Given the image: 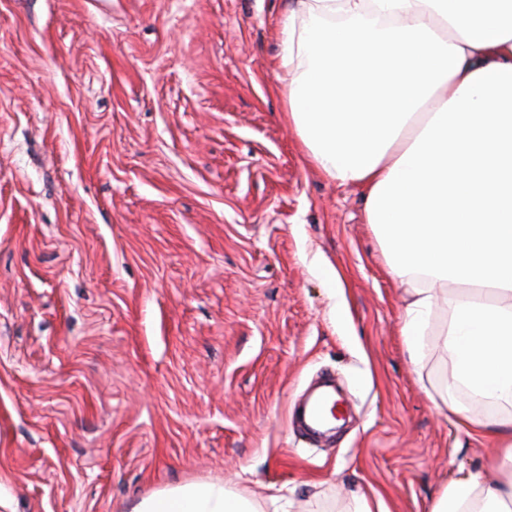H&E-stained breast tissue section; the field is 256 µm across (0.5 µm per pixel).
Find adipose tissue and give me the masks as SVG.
Returning a JSON list of instances; mask_svg holds the SVG:
<instances>
[{
	"label": "adipose tissue",
	"mask_w": 512,
	"mask_h": 512,
	"mask_svg": "<svg viewBox=\"0 0 512 512\" xmlns=\"http://www.w3.org/2000/svg\"><path fill=\"white\" fill-rule=\"evenodd\" d=\"M279 39L288 125L325 177L361 189L411 362L447 309L439 409L498 448L497 479L451 480L430 512H512V0H284ZM132 512L260 506L191 482Z\"/></svg>",
	"instance_id": "adipose-tissue-1"
}]
</instances>
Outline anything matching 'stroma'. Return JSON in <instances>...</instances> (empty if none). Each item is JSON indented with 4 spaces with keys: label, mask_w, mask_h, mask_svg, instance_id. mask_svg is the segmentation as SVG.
<instances>
[{
    "label": "stroma",
    "mask_w": 512,
    "mask_h": 512,
    "mask_svg": "<svg viewBox=\"0 0 512 512\" xmlns=\"http://www.w3.org/2000/svg\"><path fill=\"white\" fill-rule=\"evenodd\" d=\"M282 8L0 0V512L218 481L292 512H352L357 490L428 512L486 472L494 443L429 397L447 313L415 367L363 194L288 126ZM323 371L355 421L313 444L291 409Z\"/></svg>",
    "instance_id": "35a3bbf8"
}]
</instances>
